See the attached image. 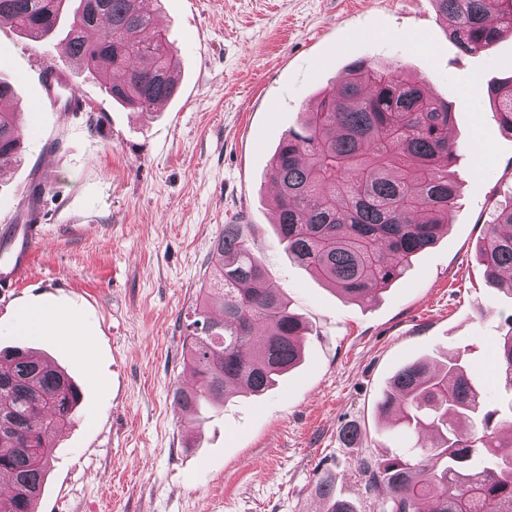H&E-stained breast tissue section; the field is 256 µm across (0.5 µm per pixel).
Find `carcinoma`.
I'll list each match as a JSON object with an SVG mask.
<instances>
[{"mask_svg": "<svg viewBox=\"0 0 512 512\" xmlns=\"http://www.w3.org/2000/svg\"><path fill=\"white\" fill-rule=\"evenodd\" d=\"M0 0V24L39 41L63 15L70 24L62 56L86 65L106 95L139 112L174 98L177 52L159 25L154 0ZM448 38L463 54L490 51L512 36V0H434ZM105 26L96 43L85 30ZM0 77V168L17 158L22 127ZM501 127L512 134V78L487 87ZM448 103L396 65L348 64L337 86L307 104L270 163L279 243L314 278L349 301L370 303L410 269L448 227L458 184L459 146ZM216 275L185 325V368L196 387L174 398L192 421L207 402L258 395L301 361L309 328L284 302L248 243L243 224H226L213 248ZM478 262L486 281L512 296V195L485 222ZM0 512H36L53 456L52 435L76 416L81 391L57 365L23 347L0 349ZM496 408L458 352L415 361L392 376L381 414L399 411L416 435L409 448L364 456L365 493L382 486L375 512H512V323L497 346ZM313 493L323 512H357L336 496L327 473Z\"/></svg>", "mask_w": 512, "mask_h": 512, "instance_id": "obj_1", "label": "carcinoma"}]
</instances>
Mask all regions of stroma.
Listing matches in <instances>:
<instances>
[{
    "mask_svg": "<svg viewBox=\"0 0 512 512\" xmlns=\"http://www.w3.org/2000/svg\"><path fill=\"white\" fill-rule=\"evenodd\" d=\"M180 58V93L143 115L110 100L69 63L86 111H41L39 64L56 39L0 26V74L15 78L20 161L0 179V225L44 228L31 273L0 297V349L24 345L63 368L83 393L55 453L37 512H321L337 496L373 512L360 456L409 447L378 402L392 374L442 349L465 352L479 385L512 326V298L483 279L476 247L497 193L512 191V134L490 108L488 83L512 76V37L465 55L433 0H160ZM355 59L398 63L448 102L460 145L459 196L448 232L374 302L340 297L289 258L273 227L268 178L304 104ZM41 182L35 209L23 206ZM250 243L290 308L310 328L302 363L259 396L210 406L198 433L174 401L192 383L182 327L213 274L225 225ZM24 311H58L47 336L18 327ZM358 425L361 440L339 434ZM313 493L323 502L324 512H357L353 501L336 496L333 490L332 478L325 472L317 477Z\"/></svg>",
    "mask_w": 512,
    "mask_h": 512,
    "instance_id": "obj_1",
    "label": "stroma"
}]
</instances>
